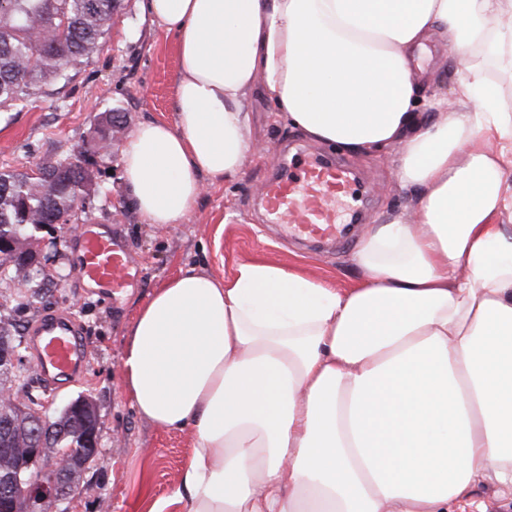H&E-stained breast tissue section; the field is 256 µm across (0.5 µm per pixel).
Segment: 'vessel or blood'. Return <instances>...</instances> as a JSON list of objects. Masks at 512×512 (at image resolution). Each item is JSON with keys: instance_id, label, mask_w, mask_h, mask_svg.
Instances as JSON below:
<instances>
[{"instance_id": "1", "label": "vessel or blood", "mask_w": 512, "mask_h": 512, "mask_svg": "<svg viewBox=\"0 0 512 512\" xmlns=\"http://www.w3.org/2000/svg\"><path fill=\"white\" fill-rule=\"evenodd\" d=\"M354 177L344 165L319 161L300 165L288 176L267 181L261 196L272 223L285 232L319 243L344 241L336 224V202L353 195ZM76 241L81 251L80 279L104 295L135 287L138 269L127 240L100 224H84ZM30 345L34 369L45 385L55 387L85 369V344L74 317L49 311L34 326Z\"/></svg>"}]
</instances>
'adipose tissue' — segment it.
Here are the masks:
<instances>
[{"label":"adipose tissue","mask_w":512,"mask_h":512,"mask_svg":"<svg viewBox=\"0 0 512 512\" xmlns=\"http://www.w3.org/2000/svg\"><path fill=\"white\" fill-rule=\"evenodd\" d=\"M177 51L175 119L121 154L145 224H179L204 178L234 182L248 98L352 153L403 147L417 221L374 225L343 290L243 261L189 267L128 332L139 415L192 428L176 488L149 512H448L478 478L512 484V0H149ZM451 35L455 110L415 55ZM501 144L500 151L489 147ZM466 275H458V268Z\"/></svg>","instance_id":"obj_1"}]
</instances>
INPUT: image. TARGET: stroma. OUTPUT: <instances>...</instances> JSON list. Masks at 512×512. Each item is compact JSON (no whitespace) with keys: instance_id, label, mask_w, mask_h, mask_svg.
Masks as SVG:
<instances>
[{"instance_id":"obj_1","label":"stroma","mask_w":512,"mask_h":512,"mask_svg":"<svg viewBox=\"0 0 512 512\" xmlns=\"http://www.w3.org/2000/svg\"><path fill=\"white\" fill-rule=\"evenodd\" d=\"M148 0H122L98 49L70 73L68 81L32 96L23 106L0 109V172H20L84 152L95 189L78 220L104 224L126 238L140 267L138 287L110 300L99 297L77 276L80 253L72 236L55 239L36 233L37 252L55 255L56 266L33 276L27 288L0 268V317L12 321L20 336L50 310H67L79 320L86 343V367L74 382L55 389L20 378L19 393L38 390L44 412L56 417L71 398L90 399L98 419L99 449L71 496L69 512H146L149 504L171 493L183 461L192 448L191 428L168 429L139 416L122 369L127 333L137 311L153 290L180 269L193 267L216 279L231 275L243 260H261L284 269H299L334 288L355 283L356 247L370 227L411 212L414 194L396 183L399 147L367 158L343 154L361 184L365 213L355 226L349 248H307L269 221L260 207V189L274 175H286L296 149L331 157L334 148L311 140L288 126L261 95L247 103L252 149L242 179L227 183L205 180L202 195L179 224H144L125 200L121 148L96 149L97 130L106 114L122 125L120 141L140 123L173 121L172 84L177 57L172 40L153 23ZM418 66L432 77L431 90L454 94L458 63L453 40L433 36ZM35 291L27 301L26 291Z\"/></svg>"}]
</instances>
